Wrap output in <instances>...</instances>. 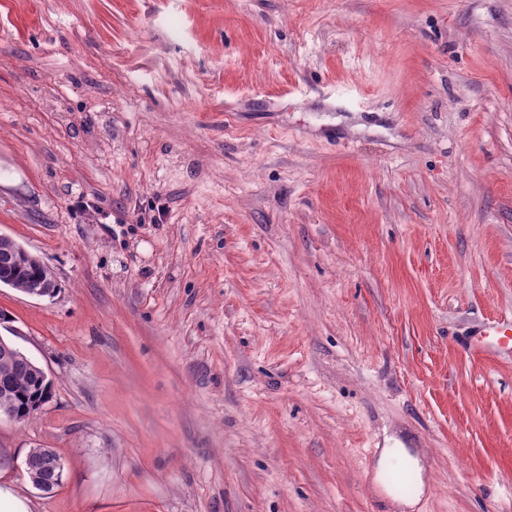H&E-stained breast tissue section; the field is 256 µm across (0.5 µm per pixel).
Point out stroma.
Masks as SVG:
<instances>
[{
	"mask_svg": "<svg viewBox=\"0 0 512 512\" xmlns=\"http://www.w3.org/2000/svg\"><path fill=\"white\" fill-rule=\"evenodd\" d=\"M1 234L28 512H512V0H0ZM3 247L0 245V282L12 281L18 290H27L28 288L38 287L39 282L33 270L26 272L18 271L16 262L8 264V259L2 258ZM2 286V282L0 284ZM11 253L18 254L19 257L24 260L30 259L31 263L36 264L40 268L42 281L39 288L32 291L30 295L37 297L52 296L55 292L53 288H56L57 283L50 267L40 258L31 256L22 246L13 248ZM5 373L11 376V386L5 393L0 388V405L8 398L10 404H15L16 408L23 414V419L9 404L0 406V421L6 419L12 422H27L37 412L29 410L31 398L36 389L42 385V380L35 375L30 366H24L20 362L0 358V377ZM409 467L413 469L414 477L419 484L420 494L424 492L423 468L420 466V461L417 457L412 456L406 448L392 447L382 448L376 469V479L383 482V476L386 472L394 469H402V467ZM23 466L24 471H33L40 474L43 479V482L37 485L40 490L56 487L58 480L54 476L56 470L62 469L61 461H49L41 456L33 457L32 455H27L23 461Z\"/></svg>",
	"mask_w": 512,
	"mask_h": 512,
	"instance_id": "1",
	"label": "stroma"
}]
</instances>
